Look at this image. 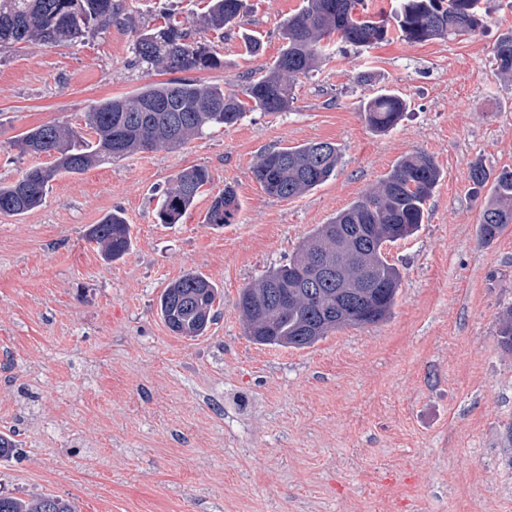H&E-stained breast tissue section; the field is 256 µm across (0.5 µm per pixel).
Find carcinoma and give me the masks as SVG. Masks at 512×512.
Returning a JSON list of instances; mask_svg holds the SVG:
<instances>
[{"label": "carcinoma", "instance_id": "cac0c4a2", "mask_svg": "<svg viewBox=\"0 0 512 512\" xmlns=\"http://www.w3.org/2000/svg\"><path fill=\"white\" fill-rule=\"evenodd\" d=\"M481 0H400L398 9L369 14L365 0H307L283 25L284 44L278 57L246 78L238 91L219 84L177 78L175 74L223 66L215 42L224 28L249 10L248 0H209L192 21L164 12L159 24L146 26L132 44L136 62L148 71L172 74L165 82L147 83L136 91L93 104L82 131L50 121L22 132L14 147L22 155L47 154L53 161L33 166L17 179L0 183V215L22 216L42 205L51 183L61 174H81L96 163L144 150H173L213 127H230L245 113L286 112L294 104L295 81L314 71L335 39L359 47L385 41L396 24L411 43L474 33L484 26ZM134 24L127 0H0V51L27 44H75L96 38L114 25ZM212 32L215 40H200ZM498 72L512 76V36L495 50ZM407 109L400 96L384 92L368 100L364 119L375 133L393 129ZM340 152L330 142H312L268 151L253 166L263 193L277 199L299 197L336 174ZM476 188L492 182L481 216L480 238L489 243L512 224V170L495 177L480 165L472 167ZM440 180L435 161L423 152L400 158L372 189L350 203L326 224L317 226L288 264L263 275L239 293L237 309L245 333L254 343L284 348L313 345L342 325L385 320L395 303L401 274L387 259L386 243L400 231L410 237L422 224L427 201ZM212 182L209 171L191 166L179 171L163 192L157 211L161 224H177L202 188ZM240 200L233 187L213 197L204 223L221 228L234 222ZM348 228L357 238L358 264L368 270L369 287L346 304L336 280L308 286L298 280L301 264L336 254V234ZM108 262L122 259L131 248V225L113 210L88 232ZM218 288L204 275L188 271L168 285L159 299L167 327L177 335L201 336L212 319ZM499 346L512 353V306L499 316ZM0 512H77L68 499L46 494L34 499L0 495Z\"/></svg>", "mask_w": 512, "mask_h": 512}]
</instances>
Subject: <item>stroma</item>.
<instances>
[{
	"mask_svg": "<svg viewBox=\"0 0 512 512\" xmlns=\"http://www.w3.org/2000/svg\"><path fill=\"white\" fill-rule=\"evenodd\" d=\"M250 2L218 48L223 67L195 79L235 90L279 55L304 0ZM482 7L470 36L334 41L297 80L290 110L60 175L41 207L0 216V433L18 442L0 458V494H53L79 512H512V353L498 344L512 225L481 243L487 192L469 179L477 163L512 168V78L493 65L512 0ZM248 34L260 55L247 53ZM134 38L115 26L81 44L0 53V181L40 162L14 147L20 133L82 126L95 102L150 82ZM384 90L408 110L376 134L363 107ZM314 141L339 149L336 175L296 198L265 195L256 157ZM415 151L441 177L419 230L387 247L402 275L390 317L301 349L251 342L240 291ZM190 166L207 168L211 185L180 223H158L160 195ZM228 184L242 207L216 229L204 216ZM115 209L132 248L109 263L87 231ZM191 270L220 293L195 338L158 310Z\"/></svg>",
	"mask_w": 512,
	"mask_h": 512,
	"instance_id": "1",
	"label": "stroma"
}]
</instances>
